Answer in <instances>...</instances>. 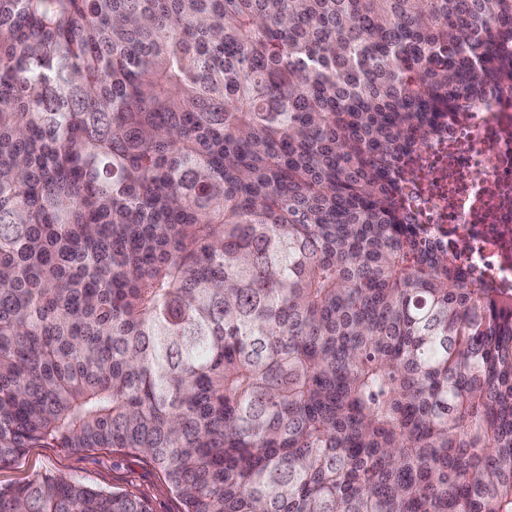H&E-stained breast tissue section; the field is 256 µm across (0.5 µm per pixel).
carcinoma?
<instances>
[{"instance_id":"carcinoma-1","label":"carcinoma","mask_w":512,"mask_h":512,"mask_svg":"<svg viewBox=\"0 0 512 512\" xmlns=\"http://www.w3.org/2000/svg\"><path fill=\"white\" fill-rule=\"evenodd\" d=\"M512 0H0V465L182 512H512V294L401 206ZM0 512H151L45 473ZM47 472L96 488L133 493L146 500L153 512H181L180 500L159 470L142 456L112 448L77 452L28 448L15 463L0 465V488L25 484Z\"/></svg>"}]
</instances>
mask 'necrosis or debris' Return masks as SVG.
<instances>
[{"instance_id": "necrosis-or-debris-1", "label": "necrosis or debris", "mask_w": 512, "mask_h": 512, "mask_svg": "<svg viewBox=\"0 0 512 512\" xmlns=\"http://www.w3.org/2000/svg\"><path fill=\"white\" fill-rule=\"evenodd\" d=\"M412 165L403 204L414 223L512 292V91L447 125Z\"/></svg>"}]
</instances>
